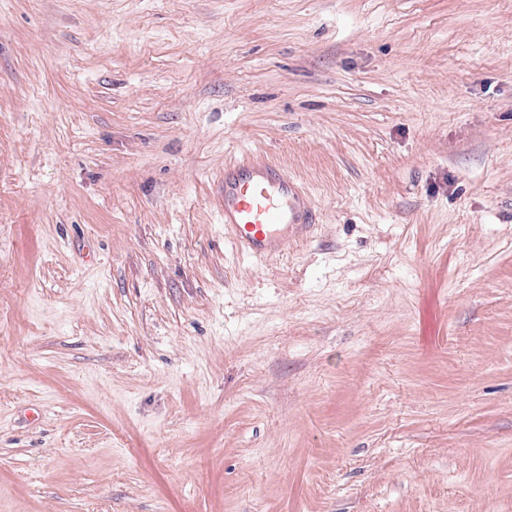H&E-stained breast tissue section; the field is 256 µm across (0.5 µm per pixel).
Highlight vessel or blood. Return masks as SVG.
Here are the masks:
<instances>
[{
	"label": "vessel or blood",
	"instance_id": "1",
	"mask_svg": "<svg viewBox=\"0 0 512 512\" xmlns=\"http://www.w3.org/2000/svg\"><path fill=\"white\" fill-rule=\"evenodd\" d=\"M318 222L314 205L278 164L250 159L224 168V232L253 258L307 239Z\"/></svg>",
	"mask_w": 512,
	"mask_h": 512
}]
</instances>
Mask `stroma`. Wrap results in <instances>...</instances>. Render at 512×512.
<instances>
[{
	"mask_svg": "<svg viewBox=\"0 0 512 512\" xmlns=\"http://www.w3.org/2000/svg\"><path fill=\"white\" fill-rule=\"evenodd\" d=\"M0 512H512V0H0ZM316 224L310 197L283 167L259 158L224 167V233L250 257L263 258L288 241L307 239ZM283 225L291 230L289 239Z\"/></svg>",
	"mask_w": 512,
	"mask_h": 512,
	"instance_id": "35a3bbf8",
	"label": "stroma"
}]
</instances>
